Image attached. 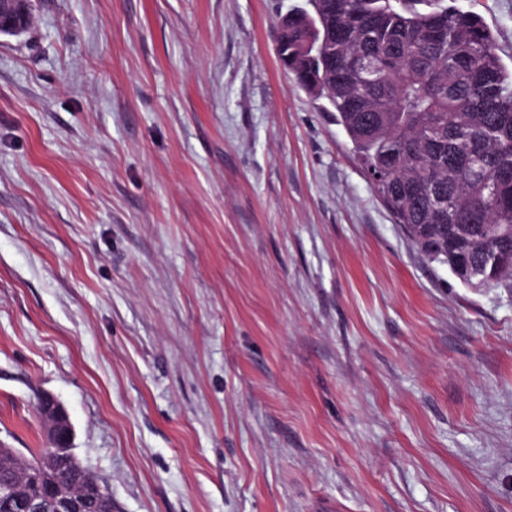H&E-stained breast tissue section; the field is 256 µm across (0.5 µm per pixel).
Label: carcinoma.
Masks as SVG:
<instances>
[{"label": "carcinoma", "mask_w": 512, "mask_h": 512, "mask_svg": "<svg viewBox=\"0 0 512 512\" xmlns=\"http://www.w3.org/2000/svg\"><path fill=\"white\" fill-rule=\"evenodd\" d=\"M278 31L279 58L327 101L371 188L417 250L470 288L512 284V70L478 14L446 0H347L330 16L298 10ZM23 456L0 446V480L34 498L107 499L105 484L59 449Z\"/></svg>", "instance_id": "cac0c4a2"}]
</instances>
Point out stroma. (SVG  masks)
Listing matches in <instances>:
<instances>
[{
	"label": "stroma",
	"instance_id": "35a3bbf8",
	"mask_svg": "<svg viewBox=\"0 0 512 512\" xmlns=\"http://www.w3.org/2000/svg\"><path fill=\"white\" fill-rule=\"evenodd\" d=\"M307 0H34L0 37V443L114 512H512V288L430 262L279 63ZM481 14L512 67V0ZM40 409L48 421L52 435L59 436L61 443L69 448H59V455L52 464L33 467L43 455L45 448L30 450V456L19 454L14 448L0 446V512H16L6 507L1 493V480L14 478L13 491L21 496L47 498L85 497L89 500L104 499L112 502V496L106 497L105 484L101 483L89 470H74L70 463L72 451V425L69 415L57 398L48 392L40 393ZM108 488V487H107Z\"/></svg>",
	"mask_w": 512,
	"mask_h": 512
}]
</instances>
